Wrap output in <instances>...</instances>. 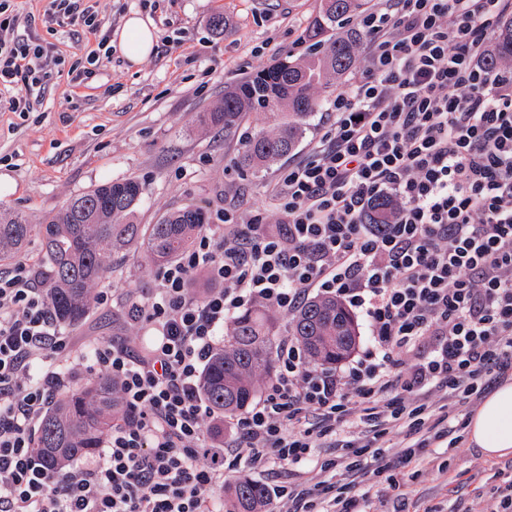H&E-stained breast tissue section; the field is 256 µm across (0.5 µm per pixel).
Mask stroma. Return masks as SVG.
<instances>
[{"label": "stroma", "instance_id": "35a3bbf8", "mask_svg": "<svg viewBox=\"0 0 512 512\" xmlns=\"http://www.w3.org/2000/svg\"><path fill=\"white\" fill-rule=\"evenodd\" d=\"M318 5L319 0H165L153 11L143 0H97L107 34L136 13L152 22L158 37L177 39L178 45L171 50L156 45L137 65L116 51L100 53L91 75L75 80L70 65L97 51V37L66 24L46 28L42 17L49 0H14L17 34L54 44L62 62L49 65L46 88L32 98L30 111L12 112L0 103V208L38 221L95 185L134 177L146 187L133 215L139 224L157 223L186 207L202 209L213 224L217 211L233 204L262 209L269 223H276L270 188L287 161L254 177L239 175L232 166L239 141L198 128L195 118L222 100L227 87L281 56H304ZM216 14L230 22L220 34L207 24ZM101 285L110 289L112 303L94 307L70 329L77 353L86 352L89 338L114 336L144 350L147 327L120 319L129 297L147 300L155 286L143 252L133 248L115 255ZM443 459L449 473L426 472L414 481L399 476V490L369 492L364 512H392L400 497L407 512H423L435 503L445 512H484L498 483L497 469L512 465L510 457L485 458L466 439ZM243 477L269 490L267 512H288V499L278 489L295 481L294 466L275 464L265 471L241 466L227 479Z\"/></svg>", "mask_w": 512, "mask_h": 512}]
</instances>
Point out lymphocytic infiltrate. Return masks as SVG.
I'll list each match as a JSON object with an SVG mask.
<instances>
[{
  "label": "lymphocytic infiltrate",
  "mask_w": 512,
  "mask_h": 512,
  "mask_svg": "<svg viewBox=\"0 0 512 512\" xmlns=\"http://www.w3.org/2000/svg\"><path fill=\"white\" fill-rule=\"evenodd\" d=\"M510 13L512 0H386L361 15L369 64L275 183L279 223L226 208L158 270L128 310L156 332L148 352L115 337L73 358L47 273L0 272V512H214L228 466L275 462L302 468L281 490L289 512H360L356 487L457 447L463 406L512 377V71L485 65ZM44 19L103 29L85 0H50ZM15 22L0 0V88L24 112L54 48L7 38ZM381 199L392 223H366ZM314 292L359 311L363 355L320 369L280 344L265 395L208 436L201 378L225 323L257 303L297 311ZM87 366L107 371L128 413L105 448L54 470L33 452L36 425ZM393 437L394 463L381 452ZM325 446L336 456L314 461Z\"/></svg>",
  "instance_id": "obj_1"
}]
</instances>
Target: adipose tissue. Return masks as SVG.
<instances>
[{
  "instance_id": "ef3b65f1",
  "label": "adipose tissue",
  "mask_w": 512,
  "mask_h": 512,
  "mask_svg": "<svg viewBox=\"0 0 512 512\" xmlns=\"http://www.w3.org/2000/svg\"><path fill=\"white\" fill-rule=\"evenodd\" d=\"M156 44L152 26L141 16L126 18L118 48L131 64L149 57ZM468 432L471 442L489 458L512 456V383L506 382L490 392L470 416Z\"/></svg>"
}]
</instances>
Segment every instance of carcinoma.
<instances>
[{
  "label": "carcinoma",
  "instance_id": "carcinoma-1",
  "mask_svg": "<svg viewBox=\"0 0 512 512\" xmlns=\"http://www.w3.org/2000/svg\"><path fill=\"white\" fill-rule=\"evenodd\" d=\"M365 5L366 0H319L318 15L306 34V55H285L225 90L216 111L200 113L199 123L224 129L226 141L235 139L250 113L277 118L273 130L242 139L235 158L238 172L257 174L294 153L306 119L322 105L316 92L356 64L360 34L349 22ZM507 62H512V16L499 23L488 59L494 69ZM143 194V184L129 178L97 185L38 223L21 212H0V264L10 262L32 237L40 238L42 260L53 280L50 308L60 324L77 327L96 304L94 288L112 255L136 245L153 265H164L191 245L204 224L197 209L167 214L155 224H134L129 218ZM291 331L305 359L321 368L346 359L359 339L350 311L329 297L316 298L301 309ZM274 344L266 316L250 310L232 321L224 348L215 353L202 378V392L217 412L228 416L245 409L260 381L273 378ZM124 414L112 378L101 377L52 405L40 423L35 450L50 467L59 469L100 447L112 419ZM267 498L264 486L239 478L230 488L227 512H262Z\"/></svg>",
  "mask_w": 512,
  "mask_h": 512
}]
</instances>
